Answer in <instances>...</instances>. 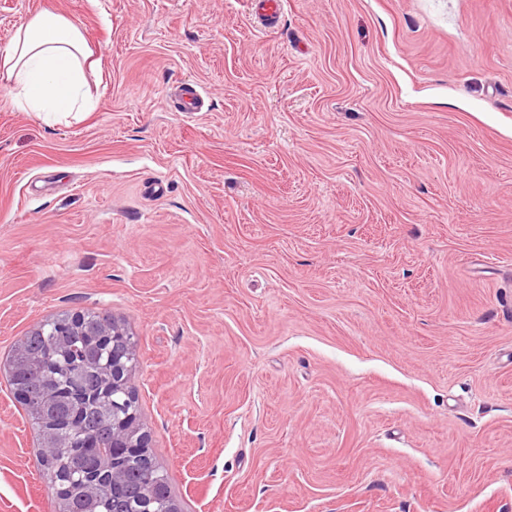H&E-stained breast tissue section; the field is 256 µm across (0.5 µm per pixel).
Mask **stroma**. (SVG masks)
I'll use <instances>...</instances> for the list:
<instances>
[{
  "label": "stroma",
  "mask_w": 512,
  "mask_h": 512,
  "mask_svg": "<svg viewBox=\"0 0 512 512\" xmlns=\"http://www.w3.org/2000/svg\"><path fill=\"white\" fill-rule=\"evenodd\" d=\"M43 8L102 81L0 95V366L122 320L180 512H512V0H0V47ZM40 448L0 370V512H56ZM85 326V312L84 311H69L61 314L60 316L48 319L37 326L35 329L39 336H35L34 329L29 331L23 339L20 340L17 346L12 350L4 363V370L11 384L15 385L14 393L19 399L25 401L30 397L29 386L23 384L17 386L25 381L30 382L27 375L30 371H25L17 361L16 351L20 345H23L28 359L32 362L36 354L45 353V348L42 344L41 336L54 348L60 344L58 336H67L69 331L81 330Z\"/></svg>",
  "instance_id": "obj_1"
}]
</instances>
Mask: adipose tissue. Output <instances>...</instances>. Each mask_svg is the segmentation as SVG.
Masks as SVG:
<instances>
[{
  "mask_svg": "<svg viewBox=\"0 0 512 512\" xmlns=\"http://www.w3.org/2000/svg\"><path fill=\"white\" fill-rule=\"evenodd\" d=\"M99 66L80 26L45 8L19 25L11 42L0 48V89L44 122L86 115L94 102L85 73Z\"/></svg>",
  "mask_w": 512,
  "mask_h": 512,
  "instance_id": "1",
  "label": "adipose tissue"
}]
</instances>
